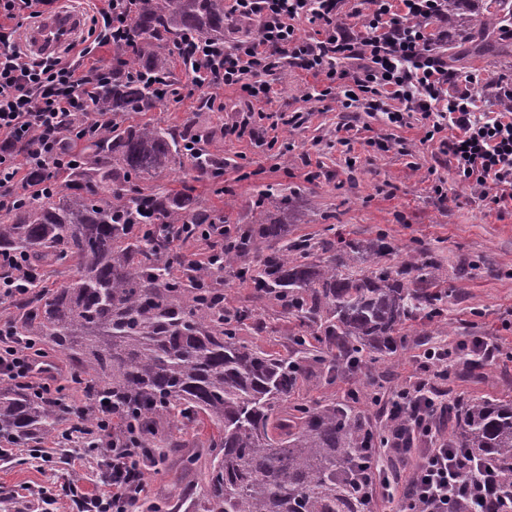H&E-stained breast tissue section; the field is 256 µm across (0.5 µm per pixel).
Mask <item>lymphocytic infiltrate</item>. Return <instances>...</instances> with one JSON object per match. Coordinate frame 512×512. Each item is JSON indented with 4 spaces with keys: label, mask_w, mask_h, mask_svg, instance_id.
<instances>
[{
    "label": "lymphocytic infiltrate",
    "mask_w": 512,
    "mask_h": 512,
    "mask_svg": "<svg viewBox=\"0 0 512 512\" xmlns=\"http://www.w3.org/2000/svg\"><path fill=\"white\" fill-rule=\"evenodd\" d=\"M58 0H0V211L14 204V188L25 177L17 148L31 145L32 158L63 170L68 144L64 132L70 117L85 107L88 79L100 73L92 56L99 48L122 43L129 30L127 0H104L79 56L67 50L44 57L22 51L16 19L32 21L51 13ZM363 19L345 10V0H229L237 20L250 23L251 35L202 44L188 41L182 62L192 84L213 111H223L219 91L235 87L248 97L267 100L266 74L292 61L323 77L345 105L360 104L381 112L395 127L422 122L427 139H439L457 180L477 189L487 205L512 208V109L477 111L468 90L472 74H449L442 47L447 31L429 30V21L448 20V0H366ZM306 18L320 26L319 35L302 39L294 26ZM343 60L355 69L340 68ZM498 349L483 339L449 349L439 342L422 353L426 371L448 380L458 357L492 361ZM41 350L26 343L14 328L0 325V378L24 382L43 391ZM387 416H403L406 430L394 445L373 448V472L381 474L392 454L409 469L407 491L398 512H483L482 505L500 500V512H512V485H504L493 465L450 447L440 430L448 417L433 381L425 380L388 394L379 402ZM153 459L148 448L112 451V480L106 495L81 497L80 512H136L146 485L134 470Z\"/></svg>",
    "instance_id": "lymphocytic-infiltrate-1"
}]
</instances>
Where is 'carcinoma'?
I'll return each instance as SVG.
<instances>
[{
  "label": "carcinoma",
  "instance_id": "carcinoma-1",
  "mask_svg": "<svg viewBox=\"0 0 512 512\" xmlns=\"http://www.w3.org/2000/svg\"><path fill=\"white\" fill-rule=\"evenodd\" d=\"M476 33L464 55L511 57L509 0H479ZM127 43L113 48L97 76L83 118L73 129H104L86 139L59 189L42 192L48 168L27 167L18 203L0 212V251L26 252L76 269L59 288L38 290L15 304L20 334L63 354L77 370L75 383L92 407L75 410L62 399L40 396L25 384L0 379V442L27 446L55 436L61 423L94 425L96 410H112V435L140 448L169 441L159 424L177 430L211 429L187 456L203 489L193 512H371L361 466L367 441L391 439L399 419L372 428L348 405H288L311 364L328 373L352 370L359 359L371 368L408 343L435 333L447 295L438 290L439 268L409 255L384 258V237L349 243L293 242L263 261L252 280L260 295L282 301L281 317L298 322L288 356L253 348L239 336L249 309L224 305V292L201 287L239 266L246 249L224 248V263L169 266L170 236L182 224H222L224 216L193 189H162L154 179L188 163L217 182L224 159L208 149L209 133L188 117L174 126L125 125L120 113L161 110L174 100L161 94L182 40L224 37L237 29L224 0H135ZM256 201L260 235L276 239L284 218L266 216ZM155 224L153 232L135 231ZM421 320L409 329V322ZM458 448L495 463L512 483V397L460 399L448 410Z\"/></svg>",
  "mask_w": 512,
  "mask_h": 512
}]
</instances>
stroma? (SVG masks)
Here are the masks:
<instances>
[{
  "instance_id": "obj_1",
  "label": "stroma",
  "mask_w": 512,
  "mask_h": 512,
  "mask_svg": "<svg viewBox=\"0 0 512 512\" xmlns=\"http://www.w3.org/2000/svg\"><path fill=\"white\" fill-rule=\"evenodd\" d=\"M460 70L482 74V82L471 85L470 91L489 111L499 104L498 85L512 82V58H469L461 61ZM171 78L182 89L177 105L130 114L123 121L175 125L199 112L200 125L211 135L212 151L224 158V193L214 196L209 180L188 166L160 175L158 185L171 190L194 188L223 210L226 223L244 229L252 225L258 194L271 188L290 197L288 240L317 241L332 230L348 241L386 237L399 259L415 249L431 256L442 267V288L448 293L445 341L453 346L482 336L504 350L491 362L459 363L456 374L441 382V390L452 398L512 396V210L489 208L470 185L450 178L447 156L440 153L438 142H424L421 123L393 129L382 114L346 109L338 99L320 98L321 77L288 61L267 75L271 93L262 108L297 116V123L280 127L274 143L266 138L231 140L225 138L224 128L250 110L247 95L223 89V111H203L201 95L190 87L181 66H172ZM345 136L350 139L346 146L341 143ZM378 138L390 140L389 150L374 147ZM439 183L444 186L440 194L435 191ZM223 289L228 305H246L253 312L240 332L244 342L284 356L291 352L296 326L280 320V301L254 300L252 286L234 273L225 274ZM422 351V346L413 345L385 361L377 375L382 392L408 385ZM365 379L361 371L329 378L314 367L295 396L339 403ZM193 446L192 435H181L177 447L165 449L163 464L148 466L142 512H149L151 503L160 499L175 505L177 512H187L180 504L183 492L202 491L199 473L182 465ZM48 452L53 461L47 466L34 459L0 460V512H30V494L42 488L54 498L47 512H76L65 495L68 485H78L88 494L100 491L98 469L70 463L60 445L50 446Z\"/></svg>"
}]
</instances>
